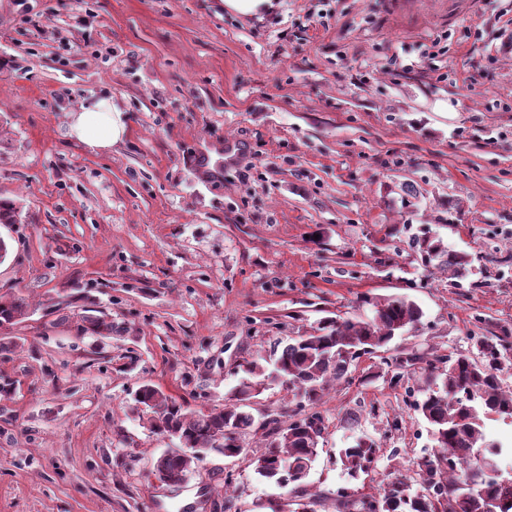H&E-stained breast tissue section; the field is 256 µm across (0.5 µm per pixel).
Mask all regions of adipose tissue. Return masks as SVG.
Returning a JSON list of instances; mask_svg holds the SVG:
<instances>
[{"mask_svg": "<svg viewBox=\"0 0 512 512\" xmlns=\"http://www.w3.org/2000/svg\"><path fill=\"white\" fill-rule=\"evenodd\" d=\"M126 133L124 112L107 98L82 101L68 115L69 137L93 152L110 150Z\"/></svg>", "mask_w": 512, "mask_h": 512, "instance_id": "obj_1", "label": "adipose tissue"}]
</instances>
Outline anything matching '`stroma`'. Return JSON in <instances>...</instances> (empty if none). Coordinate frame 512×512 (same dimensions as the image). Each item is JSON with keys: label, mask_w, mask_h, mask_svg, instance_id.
Returning a JSON list of instances; mask_svg holds the SVG:
<instances>
[{"label": "stroma", "mask_w": 512, "mask_h": 512, "mask_svg": "<svg viewBox=\"0 0 512 512\" xmlns=\"http://www.w3.org/2000/svg\"><path fill=\"white\" fill-rule=\"evenodd\" d=\"M280 3L258 19L223 0H0V196L22 207L0 224V293L30 303L0 353L19 383L0 399V512H289L310 495L336 512L339 489L413 483L433 445L413 409L425 371L395 386L385 358L512 332V0ZM95 97L128 117L96 154L67 134ZM202 155L221 180L197 177ZM423 236L471 256L460 287L422 263ZM388 295L423 316L326 391L303 485L254 472L261 428L185 485L155 478L178 441L145 427L141 385L223 408L239 363ZM90 305L111 337L78 332ZM301 405L275 383L251 411ZM361 436L377 453L353 478L339 451Z\"/></svg>", "instance_id": "obj_1"}]
</instances>
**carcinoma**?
<instances>
[{
    "mask_svg": "<svg viewBox=\"0 0 512 512\" xmlns=\"http://www.w3.org/2000/svg\"><path fill=\"white\" fill-rule=\"evenodd\" d=\"M21 210L16 201L0 197V224H16ZM423 263H437L448 272V280L461 279L470 264L468 256L453 251L439 239L415 242ZM373 316L346 319L324 318L313 332L297 336L283 347L272 372L260 360L247 366L250 379L233 392L222 410L189 411L161 388L142 385L135 393L137 403L149 413L147 424L153 431L167 433L183 450L157 458L154 471L168 485L182 483L199 458L187 454L191 448L226 456L240 453V437L254 427L250 402L267 381L279 380L301 390L311 406L321 401L333 382L348 378L351 368L364 355L385 347L393 337L416 325L420 307L405 297H379L372 302ZM29 313L27 298L19 293L0 294V328L14 326ZM85 328L103 337L112 335V322L100 316H82ZM474 355L448 357L434 387L423 391L415 402L417 411L431 426L434 448L416 462L419 490L394 483L378 500L357 498L337 491V512H512V479L497 475V458L502 443L487 438L486 420L492 416L512 418V388L503 385L501 374L512 337L475 336ZM420 357L397 355L383 360L391 368V383L397 385L404 371L414 368ZM267 430L266 451L253 459L260 477L278 483L301 484L317 456L318 442L325 429L320 413L295 418L286 425L275 418L259 424ZM376 443L359 438L340 451L344 471L354 478L374 462Z\"/></svg>",
    "mask_w": 512,
    "mask_h": 512,
    "instance_id": "cac0c4a2",
    "label": "carcinoma"
}]
</instances>
